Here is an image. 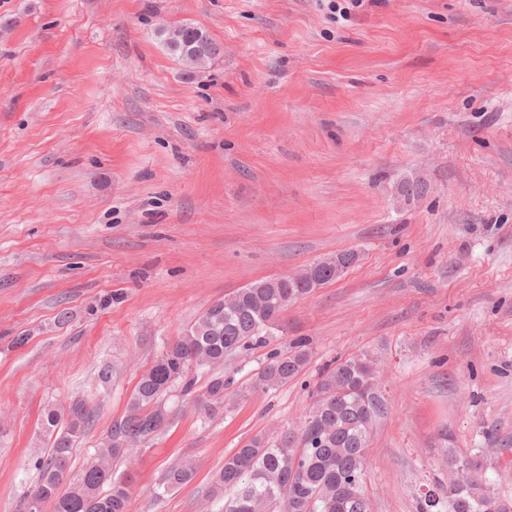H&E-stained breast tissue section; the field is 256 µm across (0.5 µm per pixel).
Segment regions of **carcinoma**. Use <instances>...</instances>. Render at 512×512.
Segmentation results:
<instances>
[{
  "label": "carcinoma",
  "instance_id": "1",
  "mask_svg": "<svg viewBox=\"0 0 512 512\" xmlns=\"http://www.w3.org/2000/svg\"><path fill=\"white\" fill-rule=\"evenodd\" d=\"M176 35L168 54L184 66L202 69L218 48L200 27L183 24L157 28L160 40ZM357 260L353 251L339 252L334 260L311 263L317 287L338 279ZM313 291L302 275L286 274L256 280L206 311L172 342L145 370L129 398L126 414L112 421L97 448L95 460L79 474L69 476L74 448L89 429L94 410L76 398L61 412L47 407L41 429L48 438V453L34 468L39 478L23 499V512H127L137 445L163 434L174 414L162 406L175 387L210 419L224 413V361L233 353L265 343V335L279 328L288 307ZM308 357V340L296 337L286 350L273 353L258 372L253 388L263 391L282 386L299 374ZM209 374L203 390L196 389L192 370ZM313 402L299 432L276 437L258 435L224 458L198 512H212L210 502L229 493L224 512H372L364 491L365 463L373 427L386 413L378 394L377 370L360 356L321 374ZM121 459L127 473L116 475L112 462ZM195 464L181 458L162 473L158 487L169 492L193 481ZM420 512H512V500L487 497L475 481L456 488L427 491Z\"/></svg>",
  "mask_w": 512,
  "mask_h": 512
}]
</instances>
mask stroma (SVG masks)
I'll return each mask as SVG.
<instances>
[{
  "label": "stroma",
  "instance_id": "35a3bbf8",
  "mask_svg": "<svg viewBox=\"0 0 512 512\" xmlns=\"http://www.w3.org/2000/svg\"><path fill=\"white\" fill-rule=\"evenodd\" d=\"M162 24L217 56L185 68ZM345 250L225 361L223 415L165 398L127 512H196L225 456L298 431L324 367L363 354L387 402L372 512H418L452 454L512 498V0H0V512L38 481L46 406L94 409L80 472L211 303ZM299 336L302 372L253 390ZM182 457L194 481L156 497ZM169 32L176 35L173 47H168L164 43ZM156 34L168 54L187 68L203 69L210 59L218 53V48L209 34L194 25L158 27Z\"/></svg>",
  "mask_w": 512,
  "mask_h": 512
}]
</instances>
